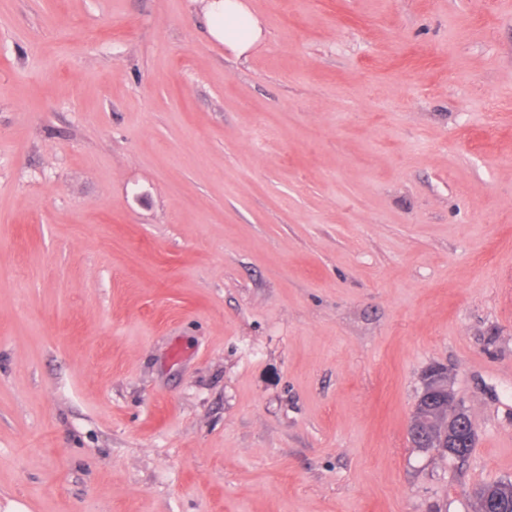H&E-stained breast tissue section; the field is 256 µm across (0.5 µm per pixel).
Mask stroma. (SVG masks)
<instances>
[{
    "label": "stroma",
    "instance_id": "35a3bbf8",
    "mask_svg": "<svg viewBox=\"0 0 512 512\" xmlns=\"http://www.w3.org/2000/svg\"><path fill=\"white\" fill-rule=\"evenodd\" d=\"M0 0V512H472L512 478V0ZM444 366L476 430L413 447ZM204 6L209 34L237 55L250 51L262 35L257 17L240 0H207Z\"/></svg>",
    "mask_w": 512,
    "mask_h": 512
}]
</instances>
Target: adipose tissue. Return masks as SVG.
<instances>
[{"label":"adipose tissue","mask_w":512,"mask_h":512,"mask_svg":"<svg viewBox=\"0 0 512 512\" xmlns=\"http://www.w3.org/2000/svg\"><path fill=\"white\" fill-rule=\"evenodd\" d=\"M204 10L211 37L236 54L248 53L262 35L258 18L243 0H208Z\"/></svg>","instance_id":"adipose-tissue-1"}]
</instances>
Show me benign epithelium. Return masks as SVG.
<instances>
[{
	"instance_id": "benign-epithelium-1",
	"label": "benign epithelium",
	"mask_w": 512,
	"mask_h": 512,
	"mask_svg": "<svg viewBox=\"0 0 512 512\" xmlns=\"http://www.w3.org/2000/svg\"><path fill=\"white\" fill-rule=\"evenodd\" d=\"M422 398L431 402L437 409L434 423L441 433L439 447L453 449L464 440L468 443L476 439L475 428L464 405L459 402L445 373L433 369L424 382ZM475 501L489 512H500L502 506L512 502V480L505 479L487 486L479 487L473 492Z\"/></svg>"
}]
</instances>
